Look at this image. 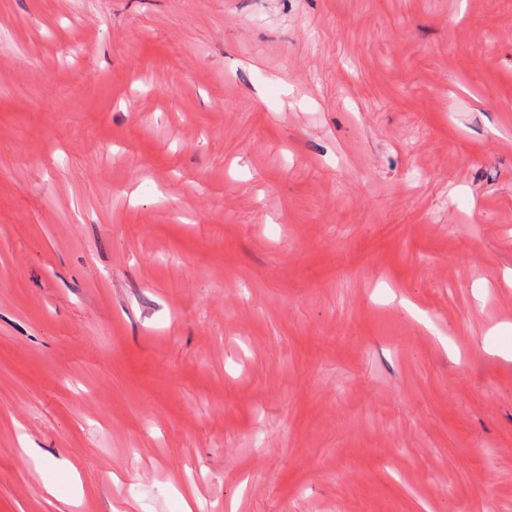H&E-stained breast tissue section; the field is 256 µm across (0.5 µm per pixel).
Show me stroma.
Here are the masks:
<instances>
[{"mask_svg": "<svg viewBox=\"0 0 512 512\" xmlns=\"http://www.w3.org/2000/svg\"><path fill=\"white\" fill-rule=\"evenodd\" d=\"M77 494L512 512V0H0V512Z\"/></svg>", "mask_w": 512, "mask_h": 512, "instance_id": "35a3bbf8", "label": "stroma"}]
</instances>
